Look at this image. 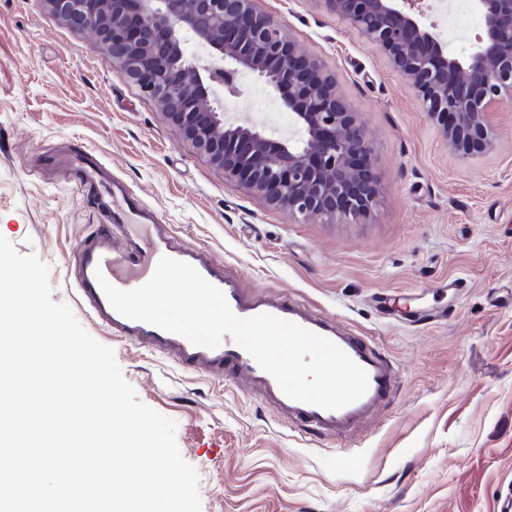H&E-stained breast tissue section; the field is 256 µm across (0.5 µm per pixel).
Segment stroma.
Returning <instances> with one entry per match:
<instances>
[{
	"label": "stroma",
	"instance_id": "obj_1",
	"mask_svg": "<svg viewBox=\"0 0 512 512\" xmlns=\"http://www.w3.org/2000/svg\"><path fill=\"white\" fill-rule=\"evenodd\" d=\"M318 55L358 112L382 183L364 220L324 223L270 209L192 151L154 101L38 0H0V235L51 267L52 299L110 343L139 399L177 423L202 512H499L512 495V105L487 115L494 148L448 149L415 91L322 0H258ZM266 83L237 81L229 120L266 131L286 107L247 110ZM99 155L245 287L313 302L373 336L400 370L389 407L359 436L317 440L257 397L110 340L79 305L70 262L102 218L44 152ZM441 305L419 330L404 307Z\"/></svg>",
	"mask_w": 512,
	"mask_h": 512
}]
</instances>
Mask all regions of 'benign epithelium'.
I'll return each mask as SVG.
<instances>
[{"instance_id":"7a95c632","label":"benign epithelium","mask_w":512,"mask_h":512,"mask_svg":"<svg viewBox=\"0 0 512 512\" xmlns=\"http://www.w3.org/2000/svg\"><path fill=\"white\" fill-rule=\"evenodd\" d=\"M39 2L73 30L94 31L106 59L229 185L295 218L357 220L376 208L382 185L358 113L322 61L301 53L257 0ZM322 2L389 58L453 153L468 159L493 148L487 112L512 104V0H475L485 34L465 56L411 12L415 0ZM243 69L280 93L299 142L229 124L208 103L218 87L235 92Z\"/></svg>"}]
</instances>
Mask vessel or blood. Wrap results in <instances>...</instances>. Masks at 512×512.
<instances>
[{
    "mask_svg": "<svg viewBox=\"0 0 512 512\" xmlns=\"http://www.w3.org/2000/svg\"><path fill=\"white\" fill-rule=\"evenodd\" d=\"M53 165L77 173V189L92 194L107 218L106 224L77 247L72 280L87 314L112 339L168 357L182 369L214 382L243 388L257 395L281 420L323 439L343 441L355 437L393 399L399 387V368L371 337L337 321L335 316L320 312L306 300L248 292L241 276L227 272L223 262L211 253L178 241L170 225L160 222L156 210L113 176L111 169L92 152H57ZM164 256L193 265L223 292L238 317L270 314L333 342L366 370L365 395L335 411L292 400L231 337H224L214 349L198 347L180 335L128 319L113 310L99 286L98 276H105L118 288L132 289L151 277Z\"/></svg>",
    "mask_w": 512,
    "mask_h": 512,
    "instance_id": "vessel-or-blood-1",
    "label": "vessel or blood"
}]
</instances>
